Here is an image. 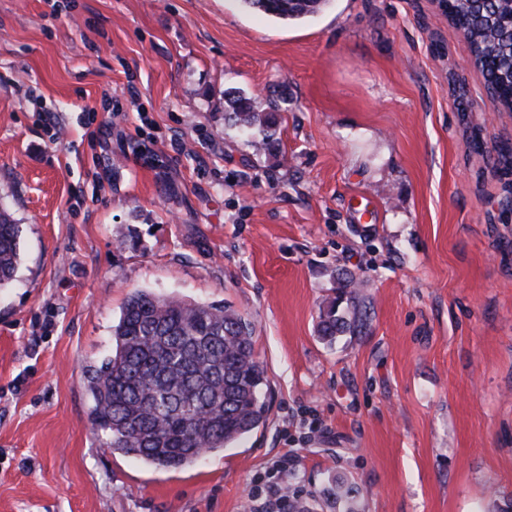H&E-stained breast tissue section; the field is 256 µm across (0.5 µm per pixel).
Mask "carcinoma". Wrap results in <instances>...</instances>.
<instances>
[{"label":"carcinoma","mask_w":512,"mask_h":512,"mask_svg":"<svg viewBox=\"0 0 512 512\" xmlns=\"http://www.w3.org/2000/svg\"><path fill=\"white\" fill-rule=\"evenodd\" d=\"M283 20L315 15L327 0H241ZM512 0H454L448 21L470 44L486 82L512 85V32L498 20ZM235 122L264 128L273 117L241 101ZM19 225L0 205V288L10 284L19 262ZM368 315L356 278L338 279L337 296L320 312L318 334L332 342L360 335ZM112 355L86 370L93 425L107 431V447L155 468H182L245 439L265 421V372L256 359L253 328L228 304H208L132 291L113 328Z\"/></svg>","instance_id":"carcinoma-1"}]
</instances>
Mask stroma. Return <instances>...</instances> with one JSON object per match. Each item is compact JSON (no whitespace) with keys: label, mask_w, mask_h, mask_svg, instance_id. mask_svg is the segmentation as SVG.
<instances>
[{"label":"stroma","mask_w":512,"mask_h":512,"mask_svg":"<svg viewBox=\"0 0 512 512\" xmlns=\"http://www.w3.org/2000/svg\"><path fill=\"white\" fill-rule=\"evenodd\" d=\"M276 117L271 145L232 98ZM481 128L483 153L470 146ZM512 112L436 0H0V512H244L284 450L310 512L512 495ZM369 327L317 332L336 278ZM254 329L264 425L194 467L112 452L84 370L133 290ZM247 7L283 20H302L315 15L327 0H240ZM19 256V224L0 204V288L14 280Z\"/></svg>","instance_id":"stroma-1"}]
</instances>
